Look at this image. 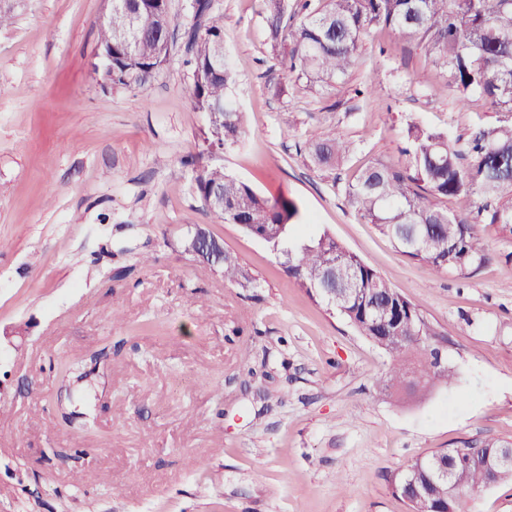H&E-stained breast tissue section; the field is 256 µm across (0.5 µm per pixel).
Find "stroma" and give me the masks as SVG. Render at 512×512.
<instances>
[{
  "mask_svg": "<svg viewBox=\"0 0 512 512\" xmlns=\"http://www.w3.org/2000/svg\"><path fill=\"white\" fill-rule=\"evenodd\" d=\"M0 30V512H409L417 459L512 442V235L478 227L469 277L412 260L345 199L370 162H403L408 124L466 141L512 119L459 101L425 43L371 29L345 80L285 72L261 0H211L249 136L226 172L294 198L439 331L451 385L383 395L388 356L314 302L263 241L219 222L193 161L208 125L184 46L145 85H107L106 0H10ZM372 92H365V84ZM334 133L336 170L300 146ZM199 225L256 275L225 284L183 253ZM150 255L151 266L138 262Z\"/></svg>",
  "mask_w": 512,
  "mask_h": 512,
  "instance_id": "obj_1",
  "label": "stroma"
}]
</instances>
